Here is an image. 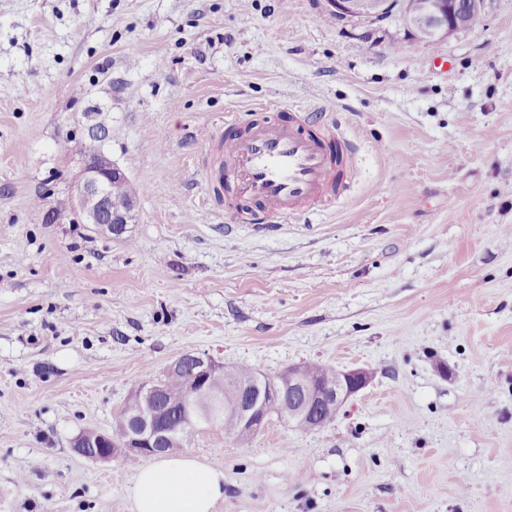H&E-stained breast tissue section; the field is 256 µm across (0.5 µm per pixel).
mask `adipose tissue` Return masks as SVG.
<instances>
[{"label":"adipose tissue","mask_w":512,"mask_h":512,"mask_svg":"<svg viewBox=\"0 0 512 512\" xmlns=\"http://www.w3.org/2000/svg\"><path fill=\"white\" fill-rule=\"evenodd\" d=\"M129 498L132 512H214L224 498V467L164 455L139 468Z\"/></svg>","instance_id":"1"}]
</instances>
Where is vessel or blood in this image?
<instances>
[{"label": "vessel or blood", "mask_w": 512, "mask_h": 512, "mask_svg": "<svg viewBox=\"0 0 512 512\" xmlns=\"http://www.w3.org/2000/svg\"><path fill=\"white\" fill-rule=\"evenodd\" d=\"M301 119L264 120L244 134L223 141L221 155L206 173L213 186H225L241 206L257 205L263 218H291L334 187V157H348L351 145L333 135L304 132Z\"/></svg>", "instance_id": "1"}]
</instances>
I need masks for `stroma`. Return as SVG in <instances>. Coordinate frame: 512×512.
Returning <instances> with one entry per match:
<instances>
[{"label": "stroma", "instance_id": "1", "mask_svg": "<svg viewBox=\"0 0 512 512\" xmlns=\"http://www.w3.org/2000/svg\"><path fill=\"white\" fill-rule=\"evenodd\" d=\"M90 112L123 239L44 219ZM296 115L353 143L341 193L242 223L209 137ZM511 229L512 0L433 42L327 0H0V512H131L136 466L72 441L187 353L372 373L319 430L195 434L216 512H512Z\"/></svg>", "mask_w": 512, "mask_h": 512}]
</instances>
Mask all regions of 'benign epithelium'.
<instances>
[{"mask_svg":"<svg viewBox=\"0 0 512 512\" xmlns=\"http://www.w3.org/2000/svg\"><path fill=\"white\" fill-rule=\"evenodd\" d=\"M485 0H442V6L435 9L430 0H414L411 9L415 31L425 37L445 38L463 29L470 12L481 11ZM331 10L343 17H366L380 14L389 8L388 0H329ZM110 130L103 123H93L85 129L78 141L76 153L80 164L77 180L69 194L68 208L55 210L47 215V221L61 224L67 220L71 224H89L101 233L113 238H121L127 233V226L135 221L136 200L133 190L125 197L116 199L112 195V181H129L126 170L115 163L105 151L110 140ZM94 139L100 145L95 153H87L81 145ZM224 369V363L210 356L185 354L165 368V372L184 374L190 390L194 394V403L186 405L182 422L176 430L170 431L165 425L168 407L163 404V387L157 381L138 388L134 396L143 403H153L146 411L143 421H123L111 434H102L91 443L81 440L73 442L74 450L83 456L98 460L112 459L110 447H119L127 453L140 456H152L161 452L160 445L166 449L183 446L196 432L214 404V394L210 378ZM371 380V373L362 368L340 372V385L335 388H319L315 384H305L300 378L290 384L294 388L295 408L288 410V417H324L329 419L333 411H338L355 393L364 389ZM283 389L273 380L243 382L239 385L238 395L233 409L242 417L243 426L248 432L261 430L266 423L262 411L265 398L282 396Z\"/></svg>","mask_w":512,"mask_h":512,"instance_id":"1","label":"benign epithelium"}]
</instances>
